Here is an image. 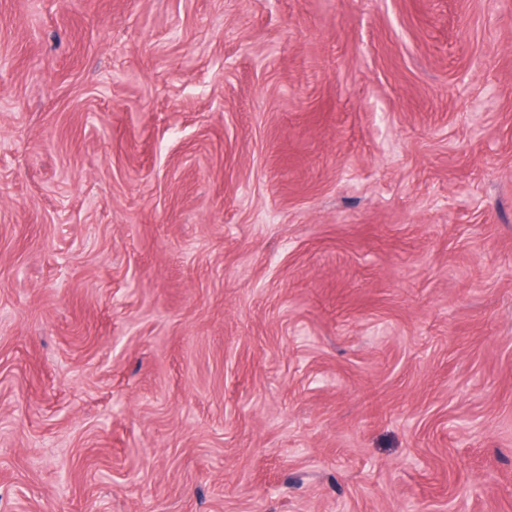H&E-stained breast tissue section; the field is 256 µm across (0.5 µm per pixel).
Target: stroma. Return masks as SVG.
Instances as JSON below:
<instances>
[{
  "label": "stroma",
  "instance_id": "1",
  "mask_svg": "<svg viewBox=\"0 0 512 512\" xmlns=\"http://www.w3.org/2000/svg\"><path fill=\"white\" fill-rule=\"evenodd\" d=\"M512 512V0H0V512Z\"/></svg>",
  "mask_w": 512,
  "mask_h": 512
}]
</instances>
